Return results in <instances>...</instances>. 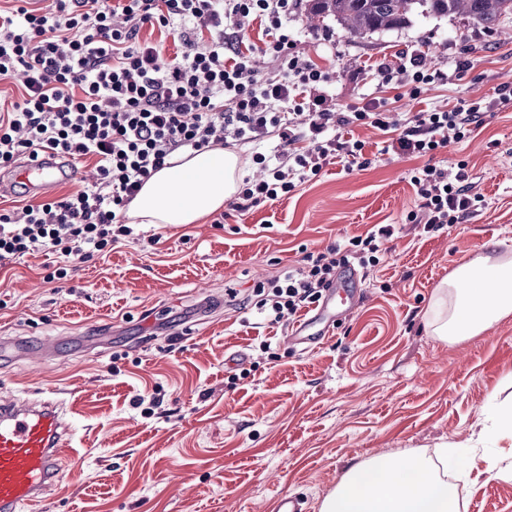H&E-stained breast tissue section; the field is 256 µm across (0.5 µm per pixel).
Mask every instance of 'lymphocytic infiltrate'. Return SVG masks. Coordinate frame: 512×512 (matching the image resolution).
Returning a JSON list of instances; mask_svg holds the SVG:
<instances>
[{
  "mask_svg": "<svg viewBox=\"0 0 512 512\" xmlns=\"http://www.w3.org/2000/svg\"><path fill=\"white\" fill-rule=\"evenodd\" d=\"M293 2L53 0L42 13L22 5L0 13V82L19 71L25 75L21 102L0 113V166L26 154L93 156L106 186L27 206L18 219L0 212V268L35 252L83 261L110 251L132 233L124 222L126 207L178 152L278 134L284 150L253 157L266 176L243 180L233 204L241 213L316 179L336 157L368 166L364 142L342 138L337 129L356 124L389 130L388 103L374 100L336 112L325 98L306 102L307 90L328 82L329 75L294 51L288 33ZM249 17L265 25L262 51L278 63L273 75H259L242 51L241 32L224 26ZM175 19L185 25L180 37L188 50L168 61L162 45L140 40L139 32L146 25L169 27ZM205 30L216 35L211 43L199 41ZM379 75L383 85L414 97L448 78L441 69H429L418 53L402 56ZM484 110L477 101L417 113L390 149L412 157L434 153L449 140L469 138ZM300 136L312 139L313 149H294ZM410 184L419 204L405 221L427 233L460 223L484 201L464 162L451 176L430 164L415 168ZM393 234L392 225L377 224L349 238L334 256H307L303 266L255 286V311L270 323H289L320 301L338 270L377 266Z\"/></svg>",
  "mask_w": 512,
  "mask_h": 512,
  "instance_id": "f902f5d3",
  "label": "lymphocytic infiltrate"
}]
</instances>
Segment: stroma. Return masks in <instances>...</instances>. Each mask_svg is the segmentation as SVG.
Returning <instances> with one entry per match:
<instances>
[{"label":"stroma","instance_id":"obj_1","mask_svg":"<svg viewBox=\"0 0 512 512\" xmlns=\"http://www.w3.org/2000/svg\"><path fill=\"white\" fill-rule=\"evenodd\" d=\"M307 10L298 0L288 27L300 56L332 73L337 111L375 98L411 115L491 102L469 139L432 159L451 173L467 161L484 206L431 234L406 223L418 205L409 173L424 158L383 152L385 133L353 125L343 134L364 141L365 169L335 161L286 197L246 213L224 207L219 224L136 225L135 237L72 262L61 280L47 279L52 254L0 270V399L63 400L79 452L39 512H272L281 490L300 512H320L356 463L438 448L458 451L460 512H512V476L492 479L470 463L475 424L512 398V315L455 344L425 321L461 262L512 255V102H499L512 83V15L491 29L464 15H418L353 37L330 18L309 23ZM412 51L447 67L448 81L399 98L376 70ZM461 59L473 64L462 76ZM376 224L396 227L384 261L352 278L356 309L315 348L244 312L258 283ZM145 311L154 323L140 322ZM232 357L255 369L231 388ZM150 395L163 411L146 418L134 401Z\"/></svg>","mask_w":512,"mask_h":512}]
</instances>
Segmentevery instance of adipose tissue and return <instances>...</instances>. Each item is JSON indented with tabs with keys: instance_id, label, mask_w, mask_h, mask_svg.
<instances>
[{
	"instance_id": "adipose-tissue-1",
	"label": "adipose tissue",
	"mask_w": 512,
	"mask_h": 512,
	"mask_svg": "<svg viewBox=\"0 0 512 512\" xmlns=\"http://www.w3.org/2000/svg\"><path fill=\"white\" fill-rule=\"evenodd\" d=\"M239 158L213 147L179 155L148 180L127 211L143 224H195L235 194ZM512 315V261L461 263L436 289L427 323L440 340L460 342ZM447 454L403 450L352 466L321 512H460L457 486L440 477Z\"/></svg>"
}]
</instances>
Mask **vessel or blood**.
Returning <instances> with one entry per match:
<instances>
[{"label":"vessel or blood","mask_w":512,"mask_h":512,"mask_svg":"<svg viewBox=\"0 0 512 512\" xmlns=\"http://www.w3.org/2000/svg\"><path fill=\"white\" fill-rule=\"evenodd\" d=\"M76 175L71 164L51 157L23 160L0 176V192L18 187L40 195ZM345 288L342 282L329 288L315 316L290 328V340L314 344L324 339V326ZM71 433L72 424L55 400H0V512H23L41 502L74 456L68 446Z\"/></svg>","instance_id":"vessel-or-blood-1"}]
</instances>
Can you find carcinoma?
<instances>
[{
  "label": "carcinoma",
  "mask_w": 512,
  "mask_h": 512,
  "mask_svg": "<svg viewBox=\"0 0 512 512\" xmlns=\"http://www.w3.org/2000/svg\"><path fill=\"white\" fill-rule=\"evenodd\" d=\"M419 14H463L492 29L512 15V0H311L308 8V17H331L352 37L402 28Z\"/></svg>",
  "instance_id": "cac0c4a2"
}]
</instances>
